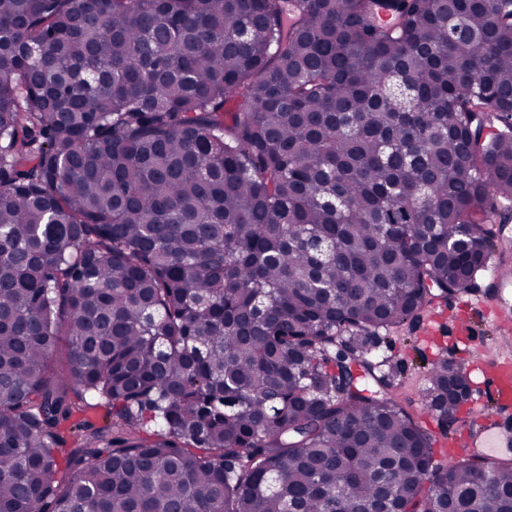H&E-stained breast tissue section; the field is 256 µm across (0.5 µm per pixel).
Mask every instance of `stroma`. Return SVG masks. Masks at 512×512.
<instances>
[{"instance_id": "obj_1", "label": "stroma", "mask_w": 512, "mask_h": 512, "mask_svg": "<svg viewBox=\"0 0 512 512\" xmlns=\"http://www.w3.org/2000/svg\"><path fill=\"white\" fill-rule=\"evenodd\" d=\"M478 283V289L442 305L439 313L444 326L440 335L427 336L420 326L413 329L398 327L388 333L385 355L406 366L401 394L410 399L411 410L418 422L434 434L438 433L439 426L418 399V390L424 382L425 363L441 356L449 365L467 371L476 364L490 365L500 353H512V334H505L483 311H475L471 317L473 344H462L452 330L451 322L466 301L483 300L490 305L505 301L512 305V286L500 288L487 273L479 276Z\"/></svg>"}]
</instances>
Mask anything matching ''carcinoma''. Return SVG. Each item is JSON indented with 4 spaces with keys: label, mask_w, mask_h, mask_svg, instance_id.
Segmentation results:
<instances>
[{
    "label": "carcinoma",
    "mask_w": 512,
    "mask_h": 512,
    "mask_svg": "<svg viewBox=\"0 0 512 512\" xmlns=\"http://www.w3.org/2000/svg\"><path fill=\"white\" fill-rule=\"evenodd\" d=\"M511 219L512 0H0V512H512L377 354Z\"/></svg>",
    "instance_id": "1"
}]
</instances>
